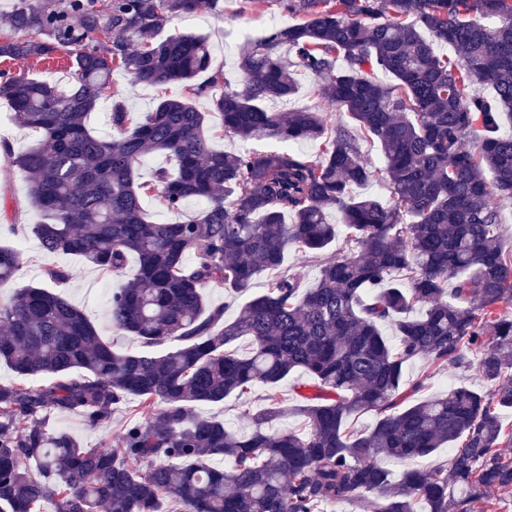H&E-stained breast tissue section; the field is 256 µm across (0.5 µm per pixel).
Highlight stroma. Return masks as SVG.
<instances>
[{"instance_id": "obj_1", "label": "stroma", "mask_w": 512, "mask_h": 512, "mask_svg": "<svg viewBox=\"0 0 512 512\" xmlns=\"http://www.w3.org/2000/svg\"><path fill=\"white\" fill-rule=\"evenodd\" d=\"M287 20V15L279 8L276 0H269L264 10L258 13L245 9L242 0H219L217 9L205 7L193 15L170 18L163 31L167 34L192 33L208 39L211 45L210 73L234 82L239 75V49L245 39L260 37L270 25ZM114 89L118 99L125 101L133 112L149 111L160 99L184 93V85L180 82L133 86L121 74L114 77ZM41 219L40 212L29 199L26 175L10 168L4 153L0 152V245L15 248L22 256V264L15 278L0 286V300L8 299L16 288L43 284L45 267L56 266L71 271L72 276L68 281L54 285V293L62 295L81 309L101 334L111 341L114 350L142 351L140 342L114 332L108 323L109 296L112 288L117 285L116 279L104 277L76 256L46 255L31 231L32 225ZM404 378L409 383L424 381L425 386L419 392L423 398L446 391L452 386L466 385L478 389L483 386L477 368L439 371L430 368L422 358L407 363ZM267 395V387L258 385L245 396L232 395L221 402L197 405L193 411L202 417L222 420L225 426L246 433L250 430V423L243 417V410L265 408L268 404ZM138 411L139 401L131 397L113 407L112 420L108 426L92 428L81 417L54 414L48 418V428L68 432L88 447L109 445L119 438L128 423L137 419Z\"/></svg>"}]
</instances>
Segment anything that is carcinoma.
Segmentation results:
<instances>
[{"mask_svg":"<svg viewBox=\"0 0 512 512\" xmlns=\"http://www.w3.org/2000/svg\"><path fill=\"white\" fill-rule=\"evenodd\" d=\"M219 0H92L24 6L8 19L34 40H0L3 60H50L66 53L67 88L0 70V98L18 123L41 134L14 153L28 195L45 216L32 231L48 254H71L107 277L128 256L137 271L112 289L109 323L146 346L175 340L162 355L116 352L85 313L46 287L25 286L0 303V361L18 377L0 385V512H317L322 503L357 499L363 512H468L493 490H512V249L504 246L491 196L512 197V0H275L293 22L242 47L234 88L208 71V41L162 36L166 19ZM440 44L457 55H438ZM134 83H186L188 96L149 112L112 102V135L101 138L87 115L111 99L114 75ZM383 73L391 82L377 79ZM347 112L330 123L314 108L274 111L290 101L300 76ZM491 87L490 98L470 93ZM205 96L212 111L193 99ZM219 132L276 143L238 154L211 145ZM382 150L391 198L353 187L377 171L361 141ZM320 143L299 155L292 144ZM174 168L138 181L149 154ZM170 214L189 199L191 219H148L142 198ZM339 215L359 251L326 261L314 287L282 271L293 248L318 254L336 240ZM192 261H186V257ZM21 266L0 246V284ZM271 271L267 291L232 320L204 290L240 293ZM396 333L391 345L381 327ZM251 340L245 356L231 350ZM477 369L487 389L457 386L424 400L405 365L425 357L438 370ZM301 370L294 411L305 436L268 424L282 416L274 393ZM272 390L270 406L243 410L241 434L191 412L196 404ZM129 396L150 410L112 446L87 448L47 428L52 413L110 423ZM376 415L365 434L347 430L354 414ZM448 445V466L410 469L391 480L379 458H422ZM216 455L233 465H209Z\"/></svg>","mask_w":512,"mask_h":512,"instance_id":"cac0c4a2","label":"carcinoma"}]
</instances>
